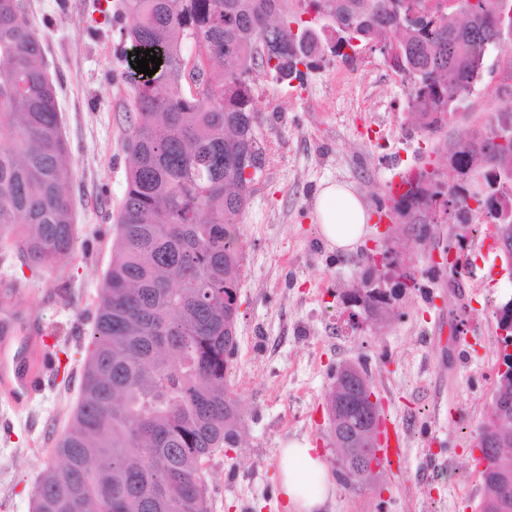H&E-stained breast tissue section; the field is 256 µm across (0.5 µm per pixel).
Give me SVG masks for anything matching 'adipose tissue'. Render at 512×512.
I'll return each instance as SVG.
<instances>
[{"mask_svg": "<svg viewBox=\"0 0 512 512\" xmlns=\"http://www.w3.org/2000/svg\"><path fill=\"white\" fill-rule=\"evenodd\" d=\"M315 211L322 237L341 251L353 250L368 232L369 215L347 185H324L317 194ZM279 469L288 512H319L333 481L317 449L306 441L288 442L281 450Z\"/></svg>", "mask_w": 512, "mask_h": 512, "instance_id": "1", "label": "adipose tissue"}]
</instances>
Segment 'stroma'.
Wrapping results in <instances>:
<instances>
[{
	"instance_id": "obj_1",
	"label": "stroma",
	"mask_w": 512,
	"mask_h": 512,
	"mask_svg": "<svg viewBox=\"0 0 512 512\" xmlns=\"http://www.w3.org/2000/svg\"><path fill=\"white\" fill-rule=\"evenodd\" d=\"M41 36L70 148L77 258L53 269L20 268L0 247V292L17 284L21 316L0 305L12 349L42 376L26 407L0 392V512H33L40 473L78 402L98 294L111 259L131 156L126 147L134 86L121 29L124 0H25ZM256 133L265 163L249 185L241 231L246 242L239 290L238 349L228 378L239 403L241 441L205 464L210 512H285L279 453L308 440L337 470L326 416L338 365L367 367L385 422L407 456L372 484L335 487L321 512H479L483 496L471 450L493 407L500 341L495 311L512 296L484 227L433 225L418 244L411 225L374 226L353 252L329 247L315 220L327 181L349 185L370 216L391 204L394 171L437 172L450 183L443 142L461 141L512 96V55L493 52L481 84L466 96L441 137L424 135L408 109V80L378 50L353 60L326 56L288 81L250 78ZM374 110L362 111L364 101ZM386 241L392 277L418 286L381 317L353 322L348 300L367 247ZM465 249L468 271L449 283L437 256ZM67 291H60V283Z\"/></svg>"
}]
</instances>
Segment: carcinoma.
<instances>
[{"instance_id":"cac0c4a2","label":"carcinoma","mask_w":512,"mask_h":512,"mask_svg":"<svg viewBox=\"0 0 512 512\" xmlns=\"http://www.w3.org/2000/svg\"><path fill=\"white\" fill-rule=\"evenodd\" d=\"M504 0H459L440 15L407 17L406 0H125L130 45L154 49L159 70L136 86L127 149L132 167L116 224L112 259L101 286L82 374L81 398L52 453L60 466L40 475L35 512H209L204 464L239 444L238 404L228 384L237 348L234 306L243 278L240 232L249 164L263 165L255 132L250 76L282 79L302 29H323L306 57L351 58L385 31L402 33L381 51L409 83V108L426 134L440 133L462 95L483 76ZM201 93L193 95L191 85ZM164 92H158V89ZM486 128L512 138V112ZM458 173L449 186L427 172L393 202V216L426 239L431 224L485 213L512 241L504 199L512 180V142L498 149L478 137L449 148ZM69 148L42 40L24 0H0V240L21 264L54 268L77 240L69 184ZM492 185L473 210L466 180ZM363 293L350 318H368L387 300L374 285L381 270L364 256ZM351 366L336 371L340 463L362 446L365 423ZM497 433L509 441L491 469L480 471V512H512L500 497L512 480V409Z\"/></svg>"}]
</instances>
